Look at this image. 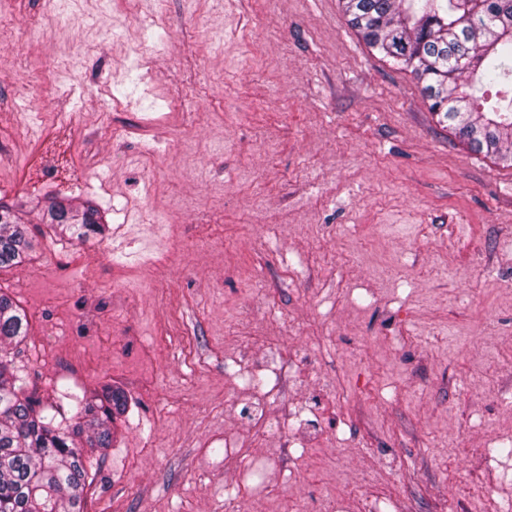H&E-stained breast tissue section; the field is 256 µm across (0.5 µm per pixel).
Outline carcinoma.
<instances>
[{"label": "carcinoma", "instance_id": "1", "mask_svg": "<svg viewBox=\"0 0 512 512\" xmlns=\"http://www.w3.org/2000/svg\"><path fill=\"white\" fill-rule=\"evenodd\" d=\"M368 46L411 70L439 122L471 150L512 163V111L487 96L512 80V0H342ZM49 224L71 240L102 232L98 212L53 203ZM27 227L0 202V270L30 257ZM25 311L0 291V512H86L96 456L112 447V424L127 398L116 388L78 398L57 419L26 389L15 348L28 336Z\"/></svg>", "mask_w": 512, "mask_h": 512}]
</instances>
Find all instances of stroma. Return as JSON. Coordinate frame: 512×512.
I'll use <instances>...</instances> for the list:
<instances>
[{
  "instance_id": "1",
  "label": "stroma",
  "mask_w": 512,
  "mask_h": 512,
  "mask_svg": "<svg viewBox=\"0 0 512 512\" xmlns=\"http://www.w3.org/2000/svg\"><path fill=\"white\" fill-rule=\"evenodd\" d=\"M49 196L104 239L53 235ZM0 199L32 239L0 270L29 392L66 418L128 397L87 512H512V167L341 0H0ZM242 356L297 381L264 401ZM313 408L295 475L250 498L238 468Z\"/></svg>"
}]
</instances>
